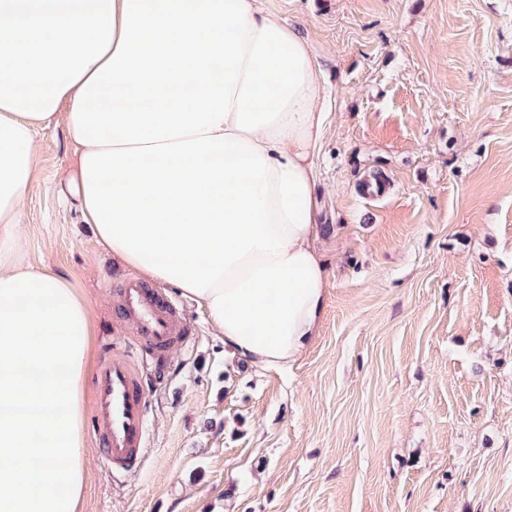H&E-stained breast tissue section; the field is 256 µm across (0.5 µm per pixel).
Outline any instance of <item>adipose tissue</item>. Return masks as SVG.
<instances>
[{"label":"adipose tissue","instance_id":"adipose-tissue-1","mask_svg":"<svg viewBox=\"0 0 512 512\" xmlns=\"http://www.w3.org/2000/svg\"><path fill=\"white\" fill-rule=\"evenodd\" d=\"M321 82L260 0H0V512H80L86 488L94 314L25 259L37 126L65 115L69 189L115 257L197 301L230 356L279 366L327 297Z\"/></svg>","mask_w":512,"mask_h":512}]
</instances>
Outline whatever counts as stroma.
<instances>
[{
    "mask_svg": "<svg viewBox=\"0 0 512 512\" xmlns=\"http://www.w3.org/2000/svg\"><path fill=\"white\" fill-rule=\"evenodd\" d=\"M263 4L326 75L319 334L284 367L234 361L167 288L194 340L149 388L135 475L105 469L87 410L82 512H512V0ZM36 140L27 258L79 288L96 352L131 347L109 293L129 270L57 194L78 145L61 118Z\"/></svg>",
    "mask_w": 512,
    "mask_h": 512,
    "instance_id": "stroma-1",
    "label": "stroma"
}]
</instances>
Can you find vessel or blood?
I'll return each mask as SVG.
<instances>
[{"mask_svg":"<svg viewBox=\"0 0 512 512\" xmlns=\"http://www.w3.org/2000/svg\"><path fill=\"white\" fill-rule=\"evenodd\" d=\"M117 308L139 342L166 357L192 342L181 308L161 289L123 278L116 290ZM97 391L96 434L110 470L136 471L147 450L146 371L124 351H107L94 377Z\"/></svg>","mask_w":512,"mask_h":512,"instance_id":"vessel-or-blood-1","label":"vessel or blood"}]
</instances>
